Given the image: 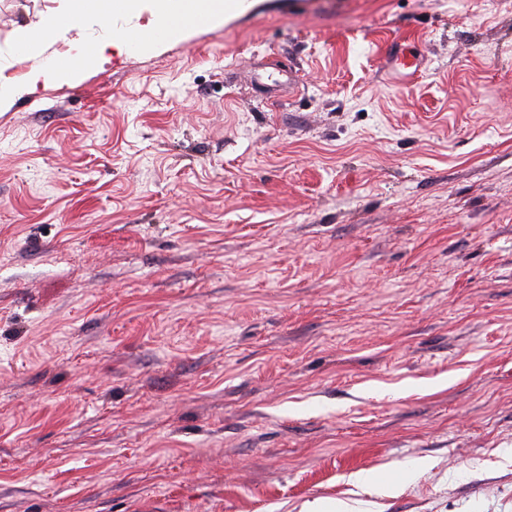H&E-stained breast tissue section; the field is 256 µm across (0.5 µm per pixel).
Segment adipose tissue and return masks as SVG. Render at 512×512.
I'll return each instance as SVG.
<instances>
[{
    "instance_id": "1",
    "label": "adipose tissue",
    "mask_w": 512,
    "mask_h": 512,
    "mask_svg": "<svg viewBox=\"0 0 512 512\" xmlns=\"http://www.w3.org/2000/svg\"><path fill=\"white\" fill-rule=\"evenodd\" d=\"M144 15L148 27H130ZM223 22L222 0H60L38 23L15 28L12 49L33 65L23 81L0 79V112L41 87L80 84L89 70L110 63L113 51L153 52L164 45L166 31L179 41L197 25ZM57 41L68 45L64 56L49 52Z\"/></svg>"
}]
</instances>
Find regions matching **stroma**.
<instances>
[{
    "label": "stroma",
    "mask_w": 512,
    "mask_h": 512,
    "mask_svg": "<svg viewBox=\"0 0 512 512\" xmlns=\"http://www.w3.org/2000/svg\"><path fill=\"white\" fill-rule=\"evenodd\" d=\"M320 499L512 512V0H255L0 112V512Z\"/></svg>",
    "instance_id": "stroma-1"
}]
</instances>
